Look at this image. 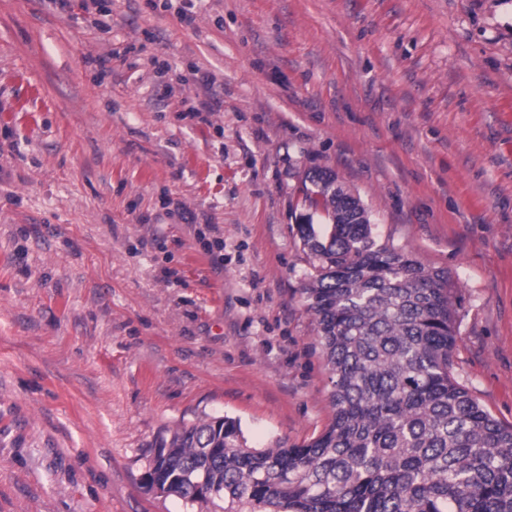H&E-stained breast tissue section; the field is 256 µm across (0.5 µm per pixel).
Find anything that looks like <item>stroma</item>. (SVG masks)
I'll list each match as a JSON object with an SVG mask.
<instances>
[{
  "label": "stroma",
  "instance_id": "stroma-1",
  "mask_svg": "<svg viewBox=\"0 0 512 512\" xmlns=\"http://www.w3.org/2000/svg\"><path fill=\"white\" fill-rule=\"evenodd\" d=\"M183 6L112 0L106 33L0 0V512H224L147 486L159 437L326 429L295 221L316 168L376 245L450 271L451 373L512 425V0ZM192 83L194 86L200 87L204 90V99H200L197 94V101L188 113L192 118H198L200 121H207V114L211 112L210 94L212 91L213 77L208 73L195 70L192 76Z\"/></svg>",
  "mask_w": 512,
  "mask_h": 512
}]
</instances>
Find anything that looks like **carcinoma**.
<instances>
[{
	"instance_id": "cac0c4a2",
	"label": "carcinoma",
	"mask_w": 512,
	"mask_h": 512,
	"mask_svg": "<svg viewBox=\"0 0 512 512\" xmlns=\"http://www.w3.org/2000/svg\"><path fill=\"white\" fill-rule=\"evenodd\" d=\"M306 181L311 214L297 229L313 273L303 294L331 374L330 424L302 446L250 448L237 422L201 420L156 442L151 479L191 501L262 512H512V425L450 371V273L376 245L336 173ZM201 480L207 495L193 492Z\"/></svg>"
}]
</instances>
